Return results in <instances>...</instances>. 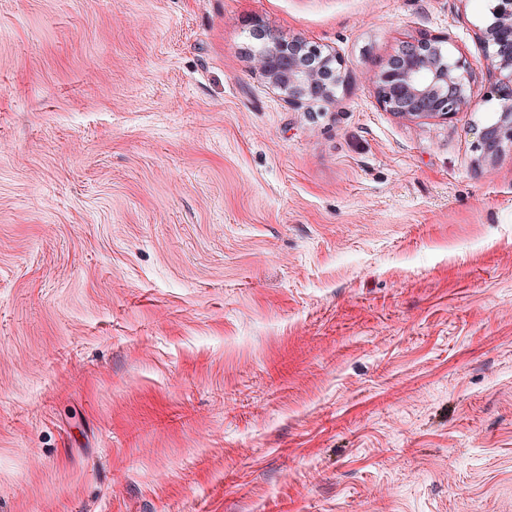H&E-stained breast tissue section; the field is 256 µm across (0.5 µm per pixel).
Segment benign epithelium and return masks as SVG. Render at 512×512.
Segmentation results:
<instances>
[{
	"instance_id": "7a95c632",
	"label": "benign epithelium",
	"mask_w": 512,
	"mask_h": 512,
	"mask_svg": "<svg viewBox=\"0 0 512 512\" xmlns=\"http://www.w3.org/2000/svg\"><path fill=\"white\" fill-rule=\"evenodd\" d=\"M478 40L494 78L488 98L497 101V119L482 132L484 149L493 154L512 144V0H495L478 28ZM447 43L446 38L422 36L387 61L375 76L384 110L407 119H446L468 110L470 67L450 53ZM253 59L267 82L298 108L309 100L333 98L342 81L343 59L299 38L267 34Z\"/></svg>"
}]
</instances>
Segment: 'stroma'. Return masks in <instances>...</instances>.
Returning <instances> with one entry per match:
<instances>
[{"label":"stroma","instance_id":"1","mask_svg":"<svg viewBox=\"0 0 512 512\" xmlns=\"http://www.w3.org/2000/svg\"><path fill=\"white\" fill-rule=\"evenodd\" d=\"M492 0H0V512H512ZM344 61L294 108L261 33ZM447 38L448 119L375 76ZM446 38L422 36L403 45L376 74L379 104L407 118L448 119L470 105V67L455 58Z\"/></svg>","mask_w":512,"mask_h":512}]
</instances>
